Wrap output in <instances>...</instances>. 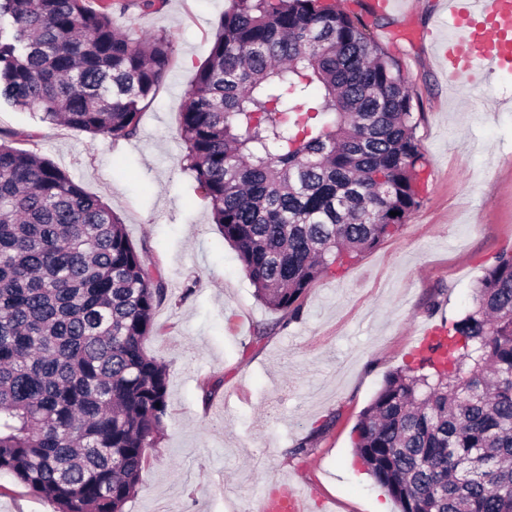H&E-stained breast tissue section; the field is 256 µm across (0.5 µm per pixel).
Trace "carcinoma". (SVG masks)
I'll use <instances>...</instances> for the list:
<instances>
[{"label":"carcinoma","instance_id":"1","mask_svg":"<svg viewBox=\"0 0 512 512\" xmlns=\"http://www.w3.org/2000/svg\"><path fill=\"white\" fill-rule=\"evenodd\" d=\"M3 19L8 104L137 133L166 36L129 37L99 0H0ZM366 28L326 0H232L182 105L183 169L257 297L290 320L421 203L412 87ZM23 136L0 129V472L55 512H124L168 410L167 369L145 347L168 288L112 209L15 147ZM355 432L399 512H512V251Z\"/></svg>","mask_w":512,"mask_h":512}]
</instances>
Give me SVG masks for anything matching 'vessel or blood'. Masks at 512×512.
<instances>
[{
    "label": "vessel or blood",
    "mask_w": 512,
    "mask_h": 512,
    "mask_svg": "<svg viewBox=\"0 0 512 512\" xmlns=\"http://www.w3.org/2000/svg\"><path fill=\"white\" fill-rule=\"evenodd\" d=\"M448 23L471 24L465 39H448L444 55L451 79L489 80L512 64V0H448Z\"/></svg>",
    "instance_id": "vessel-or-blood-1"
}]
</instances>
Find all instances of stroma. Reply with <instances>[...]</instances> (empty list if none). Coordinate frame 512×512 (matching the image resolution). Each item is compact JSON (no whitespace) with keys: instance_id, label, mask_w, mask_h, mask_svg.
Segmentation results:
<instances>
[{"instance_id":"stroma-1","label":"stroma","mask_w":512,"mask_h":512,"mask_svg":"<svg viewBox=\"0 0 512 512\" xmlns=\"http://www.w3.org/2000/svg\"><path fill=\"white\" fill-rule=\"evenodd\" d=\"M125 2L121 31L174 45L136 136L94 137L0 102V128L33 134L31 150L106 202L169 288L146 343L167 367L168 412L125 512H256L298 485L307 512H397L354 457V428L385 378L412 363L421 329L461 315L484 268L512 250V66L450 81L436 47L444 0H397L370 23L413 88L421 203L398 234L311 288L288 323L257 300L180 165L182 104L231 0H158L147 12ZM403 25L412 38L394 40ZM302 443L308 454H296ZM0 512L54 506L0 472Z\"/></svg>"}]
</instances>
